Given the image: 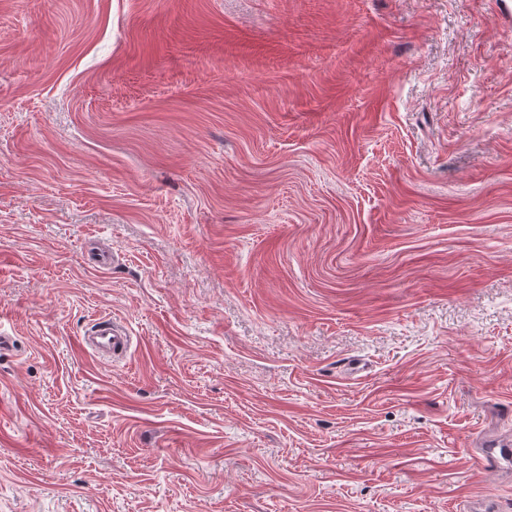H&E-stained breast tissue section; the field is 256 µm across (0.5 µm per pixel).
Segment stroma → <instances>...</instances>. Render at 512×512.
Returning a JSON list of instances; mask_svg holds the SVG:
<instances>
[{"mask_svg":"<svg viewBox=\"0 0 512 512\" xmlns=\"http://www.w3.org/2000/svg\"><path fill=\"white\" fill-rule=\"evenodd\" d=\"M0 330V512H512V0H0ZM132 343V336L125 327L110 318L99 319L91 330L78 340L83 352L98 359H112L126 354ZM474 465L480 471H491L502 468L512 459L510 442L490 440L485 448L473 455Z\"/></svg>","mask_w":512,"mask_h":512,"instance_id":"stroma-1","label":"stroma"}]
</instances>
